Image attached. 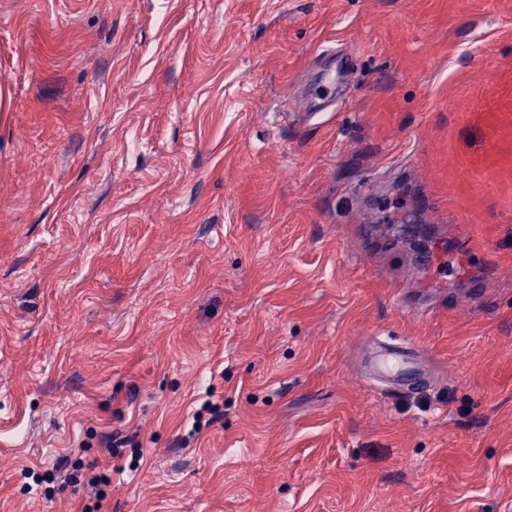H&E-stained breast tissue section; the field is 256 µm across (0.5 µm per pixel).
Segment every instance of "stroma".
<instances>
[{"instance_id":"stroma-1","label":"stroma","mask_w":512,"mask_h":512,"mask_svg":"<svg viewBox=\"0 0 512 512\" xmlns=\"http://www.w3.org/2000/svg\"><path fill=\"white\" fill-rule=\"evenodd\" d=\"M1 73L0 512H512V0H0ZM372 339V350L365 364L379 381L388 387L410 384L419 387L427 382L417 346L410 343L393 344L386 336H373Z\"/></svg>"}]
</instances>
